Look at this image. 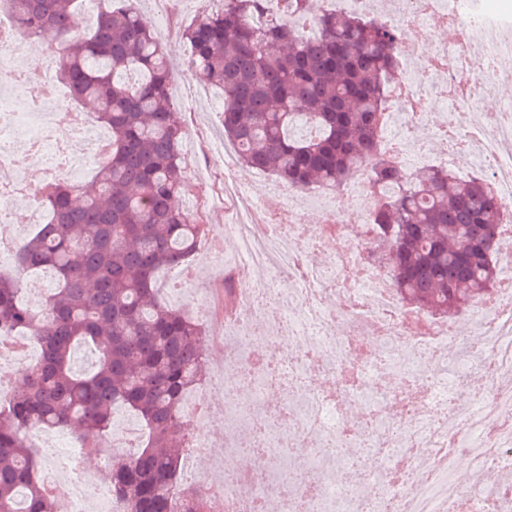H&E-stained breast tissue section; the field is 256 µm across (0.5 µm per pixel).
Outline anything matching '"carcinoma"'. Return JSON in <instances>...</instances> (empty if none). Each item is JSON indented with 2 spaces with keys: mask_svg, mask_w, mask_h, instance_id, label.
<instances>
[{
  "mask_svg": "<svg viewBox=\"0 0 512 512\" xmlns=\"http://www.w3.org/2000/svg\"><path fill=\"white\" fill-rule=\"evenodd\" d=\"M4 2L110 129L112 149L90 186L57 177L39 190L46 223L0 272V340L30 336L41 351L0 414V512H56L36 428L103 449L117 410L143 430L137 451L105 475L122 512H210L208 498L181 484L202 329L160 299L156 279L189 263L208 231L185 202L184 130L162 41L134 0H107L88 33L72 23L78 0ZM309 2L220 0L183 31L190 78L223 91L224 136L239 158L288 188L336 191L358 172L394 187L374 202L368 262L414 310H468L497 285L502 206L483 178L438 166L413 174L386 156L399 26L347 11L313 16ZM31 268L56 276L37 313L22 297ZM79 348L95 356L88 370L73 368Z\"/></svg>",
  "mask_w": 512,
  "mask_h": 512,
  "instance_id": "obj_1",
  "label": "carcinoma"
}]
</instances>
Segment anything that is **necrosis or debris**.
I'll use <instances>...</instances> for the list:
<instances>
[{"mask_svg":"<svg viewBox=\"0 0 512 512\" xmlns=\"http://www.w3.org/2000/svg\"><path fill=\"white\" fill-rule=\"evenodd\" d=\"M357 13L379 14L391 23L411 20L417 40L401 45L405 75L390 91L391 109L383 149L406 169L425 161L414 133L430 119L432 102L444 103L434 133L455 141L443 164L458 171L486 166L497 200L512 217V106L484 112L483 97L512 82V11L492 13L481 0H332ZM431 17L462 25V45H434L426 26ZM474 74L468 92L453 93L460 65ZM92 117L76 112L65 99L53 105L26 99L20 90L0 96V209L17 196H31L18 172L16 148L28 149L49 173H72L101 155L104 134L88 138ZM67 126L82 152L56 138ZM326 221L306 223L296 191L260 195L243 202L236 223L224 233L235 239L242 266L256 271V283L236 294L219 370L198 386L185 405V416L205 437L200 446L217 462L206 475L215 512H263L271 497L282 512H450L468 500L472 512H499V494L483 487L479 474L512 455V251L501 252L505 268L493 294L469 309L476 330L462 337L455 318L414 314L403 306L389 280L366 263L364 241L353 225L373 221L368 174L352 178L323 204ZM287 278L284 288L275 287ZM335 293V308L325 295ZM281 317L269 327L265 315ZM346 325L337 333V325ZM373 335L377 348L360 350L358 337ZM293 342L292 354L264 362L260 353L277 340ZM455 364L449 380H428L426 364ZM477 369L479 388L468 370ZM240 385L228 389L227 375ZM354 396H365L360 424L346 422L335 394L322 382ZM281 399L271 406L269 387ZM224 391L221 409L208 404L212 390ZM465 404L449 405L456 394ZM300 440L315 453L285 463L288 445ZM376 448L364 468L346 464L345 481L330 472L332 461L350 444ZM37 447L52 451L44 469L47 484L65 488L69 512H119L104 475L108 459L88 470L84 454L63 432L39 433ZM471 461L457 466L459 452Z\"/></svg>","mask_w":512,"mask_h":512,"instance_id":"necrosis-or-debris-1","label":"necrosis or debris"}]
</instances>
